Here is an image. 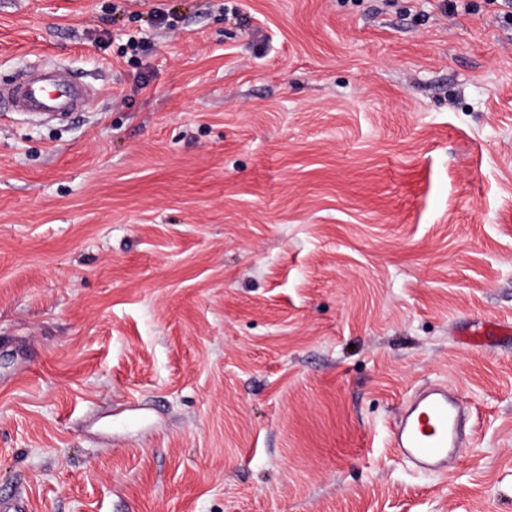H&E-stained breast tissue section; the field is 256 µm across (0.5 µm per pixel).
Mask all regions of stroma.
<instances>
[{"instance_id":"stroma-1","label":"stroma","mask_w":512,"mask_h":512,"mask_svg":"<svg viewBox=\"0 0 512 512\" xmlns=\"http://www.w3.org/2000/svg\"><path fill=\"white\" fill-rule=\"evenodd\" d=\"M47 67L93 94L0 114L1 496L512 512L501 0H0V83ZM434 382L445 476L389 446Z\"/></svg>"}]
</instances>
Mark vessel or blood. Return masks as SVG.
Returning a JSON list of instances; mask_svg holds the SVG:
<instances>
[{"mask_svg":"<svg viewBox=\"0 0 512 512\" xmlns=\"http://www.w3.org/2000/svg\"><path fill=\"white\" fill-rule=\"evenodd\" d=\"M81 92L72 78L30 76L0 90V112L27 108L51 112L69 107ZM466 428V416L456 392L435 385L410 397L394 426L392 447L417 468L444 474L458 453Z\"/></svg>","mask_w":512,"mask_h":512,"instance_id":"obj_1","label":"vessel or blood"}]
</instances>
